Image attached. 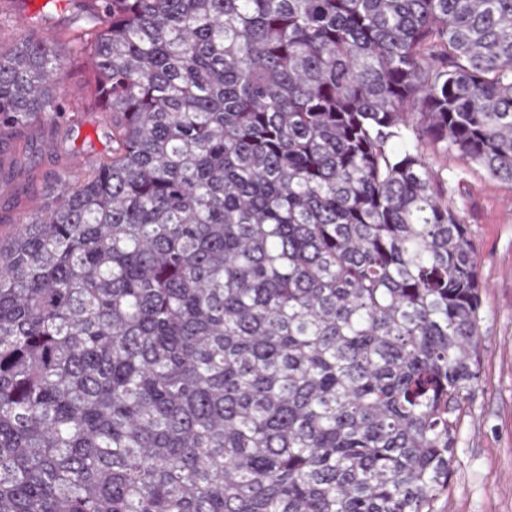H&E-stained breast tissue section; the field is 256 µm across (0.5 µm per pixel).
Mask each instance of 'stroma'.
Instances as JSON below:
<instances>
[{
  "label": "stroma",
  "instance_id": "35a3bbf8",
  "mask_svg": "<svg viewBox=\"0 0 512 512\" xmlns=\"http://www.w3.org/2000/svg\"><path fill=\"white\" fill-rule=\"evenodd\" d=\"M67 68L60 93L83 105L81 119L28 129V169H15L12 150L0 151L2 237L12 232V220L50 200L77 160L111 146L87 61L72 58ZM424 152L450 206L469 227L482 284L479 380L457 434L450 487L434 512H512V183L441 146Z\"/></svg>",
  "mask_w": 512,
  "mask_h": 512
}]
</instances>
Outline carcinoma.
<instances>
[{"label":"carcinoma","instance_id":"obj_1","mask_svg":"<svg viewBox=\"0 0 512 512\" xmlns=\"http://www.w3.org/2000/svg\"><path fill=\"white\" fill-rule=\"evenodd\" d=\"M0 44V140L109 153L0 241V512H433L478 379L468 227L512 182V0H84ZM80 2L81 0H56L46 21H43L44 30L39 31L37 36H47V33L55 36L87 26L89 19L79 10L77 4Z\"/></svg>","mask_w":512,"mask_h":512}]
</instances>
